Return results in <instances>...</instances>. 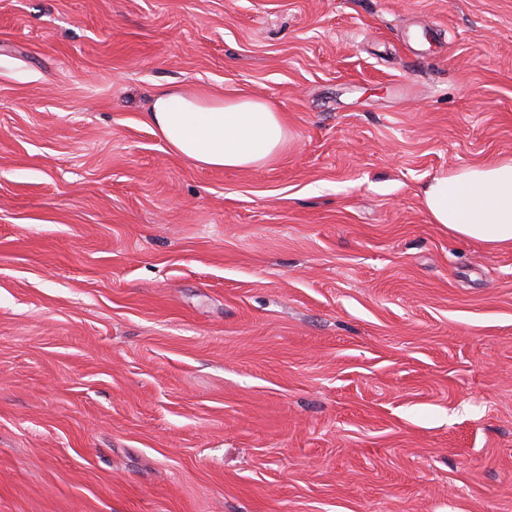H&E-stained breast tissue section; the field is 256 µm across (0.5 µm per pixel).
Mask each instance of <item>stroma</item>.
<instances>
[{"label":"stroma","instance_id":"35a3bbf8","mask_svg":"<svg viewBox=\"0 0 512 512\" xmlns=\"http://www.w3.org/2000/svg\"><path fill=\"white\" fill-rule=\"evenodd\" d=\"M506 156L512 0H0V512H512V249L422 202ZM146 120L172 151L202 168L261 166L288 139L280 110L253 96L168 88L156 95Z\"/></svg>","mask_w":512,"mask_h":512}]
</instances>
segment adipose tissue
Segmentation results:
<instances>
[{"instance_id":"adipose-tissue-1","label":"adipose tissue","mask_w":512,"mask_h":512,"mask_svg":"<svg viewBox=\"0 0 512 512\" xmlns=\"http://www.w3.org/2000/svg\"><path fill=\"white\" fill-rule=\"evenodd\" d=\"M168 147L195 165L248 169L283 147L288 127L269 100L168 88L146 115ZM432 223L488 249L512 248V157L434 176L423 190Z\"/></svg>"}]
</instances>
